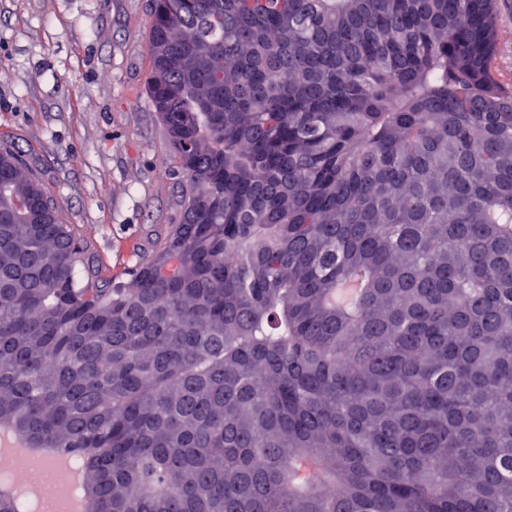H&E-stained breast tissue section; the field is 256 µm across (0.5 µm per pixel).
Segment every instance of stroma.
Listing matches in <instances>:
<instances>
[{"label":"stroma","instance_id":"1","mask_svg":"<svg viewBox=\"0 0 512 512\" xmlns=\"http://www.w3.org/2000/svg\"><path fill=\"white\" fill-rule=\"evenodd\" d=\"M150 0H0V140L126 283L180 218L185 184L149 101Z\"/></svg>","mask_w":512,"mask_h":512}]
</instances>
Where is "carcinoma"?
I'll return each instance as SVG.
<instances>
[{
  "mask_svg": "<svg viewBox=\"0 0 512 512\" xmlns=\"http://www.w3.org/2000/svg\"><path fill=\"white\" fill-rule=\"evenodd\" d=\"M495 4L151 0L180 222L114 286L0 142V429L87 512H512ZM74 457L72 453L57 452L53 459L56 472L62 471L64 473V485L67 494L66 510L68 512H84L83 486L85 473L83 468L72 465Z\"/></svg>",
  "mask_w": 512,
  "mask_h": 512,
  "instance_id": "1",
  "label": "carcinoma"
}]
</instances>
